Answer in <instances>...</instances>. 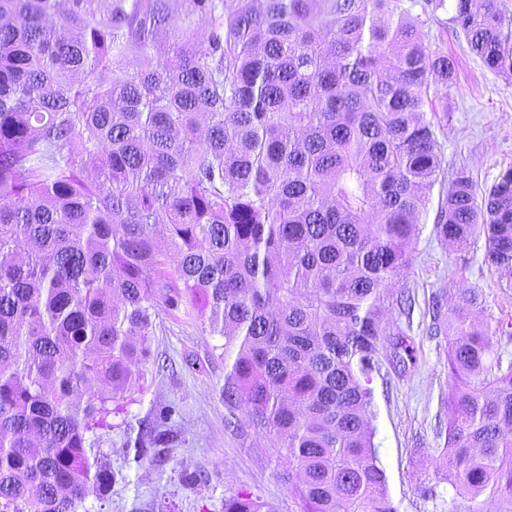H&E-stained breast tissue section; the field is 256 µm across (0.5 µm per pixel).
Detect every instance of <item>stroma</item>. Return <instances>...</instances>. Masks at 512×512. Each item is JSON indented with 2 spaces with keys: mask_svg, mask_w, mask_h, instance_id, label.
Listing matches in <instances>:
<instances>
[{
  "mask_svg": "<svg viewBox=\"0 0 512 512\" xmlns=\"http://www.w3.org/2000/svg\"><path fill=\"white\" fill-rule=\"evenodd\" d=\"M424 0H404L424 23L431 40L456 60L453 84L438 89L430 118L437 125L445 174L467 167L479 188L512 166V81L469 54L462 37L447 24V12L432 17ZM444 188L435 184L419 216L420 236L412 268L400 280L415 298L410 318L386 314L388 333L405 330L417 363L405 370L380 357L371 374L368 414L378 464L397 512H499L489 495L477 500L436 479V432L445 421L448 369L444 337H431L428 305L432 295L449 299L463 289H477L483 309L478 325L512 322V273L491 270L482 261L483 239L458 252L433 233ZM158 315L150 338V357L139 387L115 403L105 427L95 433L92 449L114 479L104 500L88 498V512H224L225 495L244 490L272 512H298L285 465L246 416L227 426L230 413L224 387V339L211 335L189 301L172 288L159 293ZM166 435V442L136 459L134 442L145 431ZM197 472L201 482L186 483L182 474ZM432 485L425 498L420 488Z\"/></svg>",
  "mask_w": 512,
  "mask_h": 512,
  "instance_id": "1",
  "label": "stroma"
}]
</instances>
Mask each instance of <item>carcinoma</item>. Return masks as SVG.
Masks as SVG:
<instances>
[{
  "mask_svg": "<svg viewBox=\"0 0 512 512\" xmlns=\"http://www.w3.org/2000/svg\"><path fill=\"white\" fill-rule=\"evenodd\" d=\"M171 2L0 0V512L107 491L93 436L141 379L164 286L224 337V406L288 465L299 512H397L369 383L385 298L411 311L392 286L443 174L426 107L454 61L403 0ZM449 23L512 74L498 0H454ZM479 231L483 262L511 269L512 167L481 193L452 174L434 232L462 251ZM482 307L474 288L433 302L437 472L512 512V365ZM224 512L271 510L238 491Z\"/></svg>",
  "mask_w": 512,
  "mask_h": 512,
  "instance_id": "carcinoma-1",
  "label": "carcinoma"
}]
</instances>
